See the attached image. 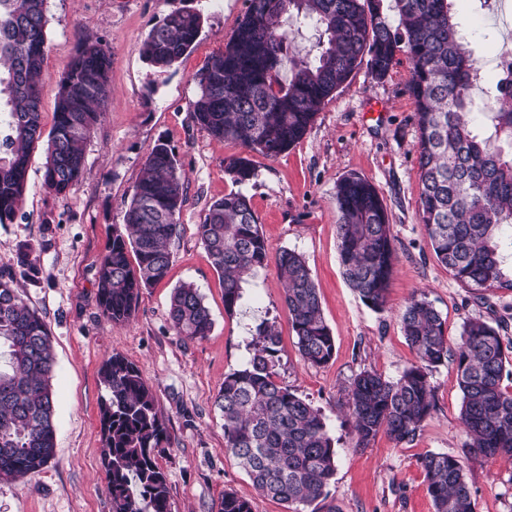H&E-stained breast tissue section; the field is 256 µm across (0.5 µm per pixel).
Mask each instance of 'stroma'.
Masks as SVG:
<instances>
[{
  "label": "stroma",
  "mask_w": 512,
  "mask_h": 512,
  "mask_svg": "<svg viewBox=\"0 0 512 512\" xmlns=\"http://www.w3.org/2000/svg\"><path fill=\"white\" fill-rule=\"evenodd\" d=\"M201 12L203 28L192 52L166 72H156L139 47L168 0H47L48 52L42 88L43 125L51 127L57 81L74 55L81 32L105 39L111 53L112 93L85 147L86 174L65 196L43 187L44 151L35 148L25 200L13 223L0 224V271L17 268L28 244L42 271L37 284H21L28 305L45 321L55 352L52 390L56 455L42 471L0 482V512H112L101 461L99 404L103 360L118 352L134 362L152 388L172 439L158 462L170 485L173 512H218L225 491L248 498L253 512H292L261 496L224 446L223 420L214 399L224 377L250 357L261 320L281 334L279 382L319 409L335 442L336 473L326 502L336 512H433L421 459L431 452L463 454L469 437L460 419L462 394L454 362L434 368L436 409L413 440L378 436L367 448L353 445L347 408L352 378L376 370L397 378L415 361L400 314L413 293L440 312L449 344L464 322L510 318L512 288H474L456 280L436 258L419 220L421 183L417 128L407 92L411 65L401 60L381 80L367 67L325 101L304 138L276 159L251 154L255 175L236 184L225 159L241 155L232 141L218 142L195 125L191 103L195 74L223 50L244 17L247 0H186ZM453 11L482 59V104L496 84L495 56L512 44V0L494 10L481 0H454ZM174 148L188 178L189 201L180 217L167 276L143 290L129 322L117 325L97 308L100 260L132 196L149 149ZM355 173L370 180L387 207L397 250L384 311L364 304L349 288L339 262L337 180ZM242 192L256 212L270 254L300 253L314 279L324 319L335 338L329 364H305L284 304L283 283L268 265L243 285L234 312L224 309V288L197 235L209 205ZM194 284L208 307L212 328L187 341L170 325L173 289ZM475 512H512V464L473 461L467 467Z\"/></svg>",
  "instance_id": "35a3bbf8"
}]
</instances>
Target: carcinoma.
I'll use <instances>...</instances> for the list:
<instances>
[{"label": "carcinoma", "instance_id": "carcinoma-1", "mask_svg": "<svg viewBox=\"0 0 512 512\" xmlns=\"http://www.w3.org/2000/svg\"><path fill=\"white\" fill-rule=\"evenodd\" d=\"M170 0L149 31L140 55L157 71L175 66L202 29L199 11ZM249 7L224 51L196 75L192 119L217 141L232 140L245 155L225 166L242 184L254 176L248 158L275 159L307 133L325 100L361 66L384 78L405 56L408 92L418 131L422 191L419 217L437 259L458 281L477 288H512L504 278L502 247H512V67L489 99L487 125L475 122L472 92L481 63L461 36L453 0H248ZM47 0H0V224L21 209L31 153L46 141L43 181L65 196L85 173L84 145L99 124L110 93L106 42L79 37L58 81L53 125L43 135V68L48 48ZM188 180L173 149L155 143L147 154L122 224L112 233L97 272V306L115 323L135 311L140 292L162 281L172 259L188 201ZM336 233L343 276L376 311L396 261L395 238L383 197L366 178L336 182ZM197 234L224 285V309L242 298V283L270 256L250 199L229 192L214 200ZM136 262H131L130 255ZM275 265L302 360L328 364L335 339L326 324L304 258L284 249ZM20 274L41 273L32 249H20ZM177 335L202 340L212 319L192 283L174 288L168 310ZM401 327L416 362L390 380L364 370L350 382L347 407L355 447L380 434L396 443L413 439L435 411L433 368L448 360L445 322L433 305L412 297ZM280 332L258 325L251 355L224 377L215 406L224 420V444L262 495L319 512L336 471V448L320 410L276 380ZM461 421L467 455L512 460V339L482 319L466 321L456 343ZM52 340L44 320L0 271V481L40 472L55 456L51 379ZM102 465L112 512H171L167 475L158 463L171 443L155 395L137 365L114 353L100 368ZM435 512H475L466 462L428 453L421 460ZM219 512H253L251 501L224 492Z\"/></svg>", "mask_w": 512, "mask_h": 512}]
</instances>
